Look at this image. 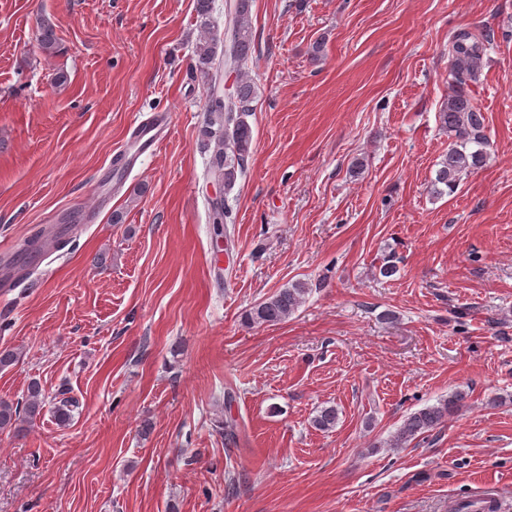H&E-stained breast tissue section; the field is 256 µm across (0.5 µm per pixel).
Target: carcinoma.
Listing matches in <instances>:
<instances>
[{
	"mask_svg": "<svg viewBox=\"0 0 512 512\" xmlns=\"http://www.w3.org/2000/svg\"><path fill=\"white\" fill-rule=\"evenodd\" d=\"M213 0H195V11L204 30V39L196 47L195 68L209 84L207 119L202 137L213 146L210 172L212 180L221 182L224 194L234 188L238 175L244 171L251 154L253 132L247 117L253 112L255 89L242 68L253 48L250 12L253 0H231L227 9L224 30V48L221 59L217 56V37L211 33L209 19ZM38 46L42 53H57L58 39L54 27L45 19L38 24ZM486 39L467 29L456 31L451 39L452 67L451 91L448 100L438 113L441 129L450 140L448 154L436 171L434 185H442L438 194L453 193L462 174L471 173L485 166L487 161L486 117L471 95L470 85L479 80ZM235 75L234 89L223 94L221 83L224 75ZM308 291L305 284L297 282L274 292L252 306L245 320L250 325L278 324L293 315L303 303ZM468 394L456 390L436 403L426 405L404 419L390 440L389 447L403 448L415 440H423L458 414L467 402ZM45 397L41 385L33 381L22 400L12 402L0 399V431L19 430L41 417ZM76 401L70 397L59 400L54 407V417L61 425L72 418ZM336 406H324L312 418L313 427L329 432L336 427Z\"/></svg>",
	"mask_w": 512,
	"mask_h": 512,
	"instance_id": "obj_1",
	"label": "carcinoma"
}]
</instances>
